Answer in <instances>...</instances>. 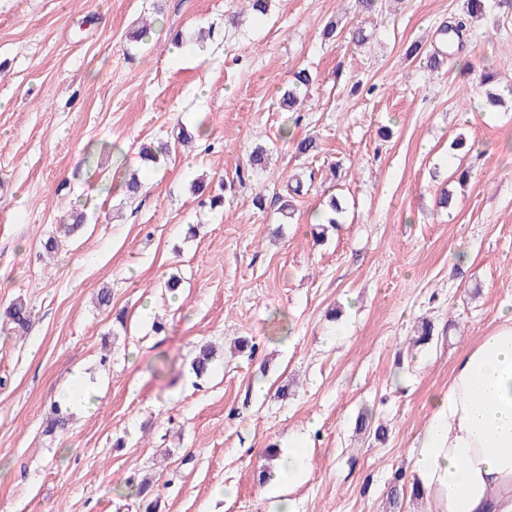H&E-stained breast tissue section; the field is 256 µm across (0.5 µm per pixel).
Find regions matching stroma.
Segmentation results:
<instances>
[{
    "label": "stroma",
    "instance_id": "1",
    "mask_svg": "<svg viewBox=\"0 0 512 512\" xmlns=\"http://www.w3.org/2000/svg\"><path fill=\"white\" fill-rule=\"evenodd\" d=\"M466 12L272 0L258 20L244 0H0V313L22 296L34 315L22 336L0 317V512H142L127 485L145 475L155 512H275L257 471L295 440L308 464L294 512H423L397 476L429 401L512 311V107L482 108L474 76L491 67L512 88V9L486 0L452 68L408 53ZM330 20L364 25L367 43L323 40ZM305 66L317 81L295 114L280 101ZM180 124L200 128L195 147L142 164L140 143ZM257 146L267 168L238 182ZM302 173L311 188L283 216ZM201 175L230 183L223 206L190 193ZM333 194L345 210L324 231L314 215ZM77 208L86 224L41 258ZM102 288L111 308L93 302ZM425 319L433 338L413 346ZM243 338L253 352L235 349ZM205 342L224 354L199 380ZM86 378L93 410L47 433L52 404Z\"/></svg>",
    "mask_w": 512,
    "mask_h": 512
}]
</instances>
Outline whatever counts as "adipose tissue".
Masks as SVG:
<instances>
[{
    "mask_svg": "<svg viewBox=\"0 0 512 512\" xmlns=\"http://www.w3.org/2000/svg\"><path fill=\"white\" fill-rule=\"evenodd\" d=\"M432 412L415 454L423 512H512V312L459 356L448 390ZM305 472V447L294 443L267 489L289 512L287 486Z\"/></svg>",
    "mask_w": 512,
    "mask_h": 512,
    "instance_id": "obj_1",
    "label": "adipose tissue"
}]
</instances>
